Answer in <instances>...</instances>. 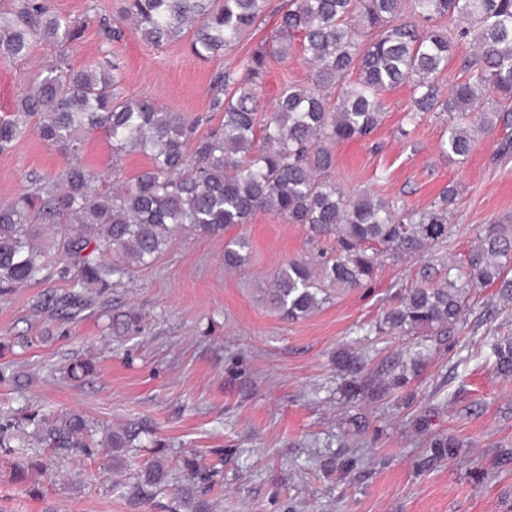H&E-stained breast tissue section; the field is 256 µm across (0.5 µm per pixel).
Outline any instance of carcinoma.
<instances>
[{
	"label": "carcinoma",
	"instance_id": "carcinoma-1",
	"mask_svg": "<svg viewBox=\"0 0 512 512\" xmlns=\"http://www.w3.org/2000/svg\"><path fill=\"white\" fill-rule=\"evenodd\" d=\"M266 8L267 0H123L120 20L156 45L186 39L194 56L209 59L242 41ZM82 29L49 13L43 0H22L16 10L0 11V61L25 58L42 41L66 48ZM466 41L480 53L469 61L467 77L446 90L441 77L455 47ZM297 48L312 66V84H287L272 108L263 106L258 90L271 59ZM118 83V67L109 59L76 70L62 52L22 89L16 115L0 119V152L35 118L39 138L73 156L81 150V134L102 130L115 157L138 151L151 159L149 170L116 189L98 184L76 161L52 182L30 175L26 192L0 205V292L47 270L72 288L64 305L82 309L90 294L112 289L113 277L152 263L182 228L219 235L265 211L306 225L313 238L336 241L331 257L290 261L273 274L268 301L285 319L305 318L333 294L363 286L387 260L424 253L431 262L420 281L398 289L367 334L435 340L464 323L476 288H495L512 302V224L484 225L455 265L440 248L455 229L456 186L425 209L372 193L352 196L332 178L331 153L335 143L377 131L384 93L407 83L408 123L430 113L442 119L443 154L468 158L479 136L512 115V0H288L270 40L248 58L243 74H224V98L213 102L224 122L201 136L179 113L122 96ZM33 214L45 224L81 226L61 238L51 271L37 245L42 227L31 223ZM249 248L243 237L228 241L225 267H241ZM111 327L119 334L137 332L141 316L118 312ZM485 361L498 378L512 380L511 331L491 336ZM335 365L344 398L357 402L402 390L419 361L398 362L383 384L359 375L362 357L352 351L338 352ZM149 435L139 421L100 430L75 411L28 408L0 424V447L16 439L25 448H51L61 459L98 445L110 454L112 467L125 470ZM150 444L154 458L128 484L137 498H153L168 477L165 444ZM462 447L464 442L437 433L424 453L436 463L458 457ZM181 503L191 512H212L192 484L182 489Z\"/></svg>",
	"mask_w": 512,
	"mask_h": 512
}]
</instances>
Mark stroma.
<instances>
[{"mask_svg": "<svg viewBox=\"0 0 512 512\" xmlns=\"http://www.w3.org/2000/svg\"><path fill=\"white\" fill-rule=\"evenodd\" d=\"M288 0H268L266 17L231 51L204 61L187 41L157 46L125 24L108 40L105 29L121 0H45L50 12L82 22L67 50L74 68L103 53L120 64L118 90L145 97L190 118L198 134L218 127L213 111L216 79L242 74L254 49L269 40ZM60 53L38 43L27 58L0 63V117L17 111L19 89ZM311 67L301 51L272 60L259 90L272 105L285 84L305 85ZM386 117L369 139L332 145V176L347 193L363 191L427 208L448 185H457L455 222L448 244L458 259L480 225L512 215V154L498 151L512 126L480 138L465 163L443 157V123L425 116L409 127L410 89L388 91ZM411 136H402L404 128ZM82 163L103 183L134 180L149 169L147 155L114 157L103 132L83 136ZM68 162L56 148L27 132L0 153V204L28 186L30 174L52 178ZM250 243L244 267L224 265L226 239ZM333 239L310 240L304 225L260 211L248 223L207 236L180 230L147 267L64 317L57 302L68 293L56 279H36L0 293V417L33 406L74 410L94 424L144 420L166 444L167 486L144 501L123 487L109 454L97 449L65 463L50 449L0 448V512H177L186 483L184 458L196 457L214 484L203 497L217 512H512V463L495 464L498 446L512 447V381L496 378L484 362L486 336L512 328V306L493 289L476 291L463 325L430 342L408 390L376 402L344 404L334 361L340 350L358 352L365 373L388 369L414 344L411 336H374L368 329L398 288L415 283L426 257L385 262L373 280L345 291L313 314L283 320L262 294L269 277L289 260L331 252ZM132 308L142 318L138 334L115 336L111 311ZM92 357L96 372L74 379L70 360ZM454 395L438 410L437 429L465 441L454 461L424 465L416 415L433 408V392ZM366 421L354 432L349 417ZM41 456L43 472L16 473L17 464ZM350 461L323 471L319 462Z\"/></svg>", "mask_w": 512, "mask_h": 512, "instance_id": "35a3bbf8", "label": "stroma"}]
</instances>
